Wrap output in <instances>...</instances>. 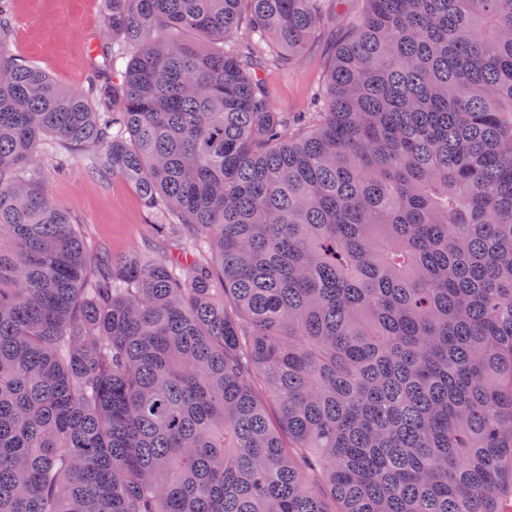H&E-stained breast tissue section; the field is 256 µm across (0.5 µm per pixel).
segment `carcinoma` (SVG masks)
<instances>
[{"instance_id":"obj_1","label":"carcinoma","mask_w":512,"mask_h":512,"mask_svg":"<svg viewBox=\"0 0 512 512\" xmlns=\"http://www.w3.org/2000/svg\"><path fill=\"white\" fill-rule=\"evenodd\" d=\"M108 2L89 95L0 16V512H512V0H366L297 129L320 0ZM49 138L181 251L88 260Z\"/></svg>"}]
</instances>
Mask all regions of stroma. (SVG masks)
I'll return each mask as SVG.
<instances>
[{"label":"stroma","mask_w":512,"mask_h":512,"mask_svg":"<svg viewBox=\"0 0 512 512\" xmlns=\"http://www.w3.org/2000/svg\"><path fill=\"white\" fill-rule=\"evenodd\" d=\"M12 56L45 70L60 86L83 94L97 82L91 46L107 41L105 0H8ZM363 0H322V22L297 60L262 68L260 76L276 111L296 116L308 111L340 36L357 22ZM38 181L70 216L88 253L148 251L165 258L176 253L175 238L156 233V215L135 188L113 178L95 155L74 159L59 172L44 158Z\"/></svg>","instance_id":"obj_1"}]
</instances>
